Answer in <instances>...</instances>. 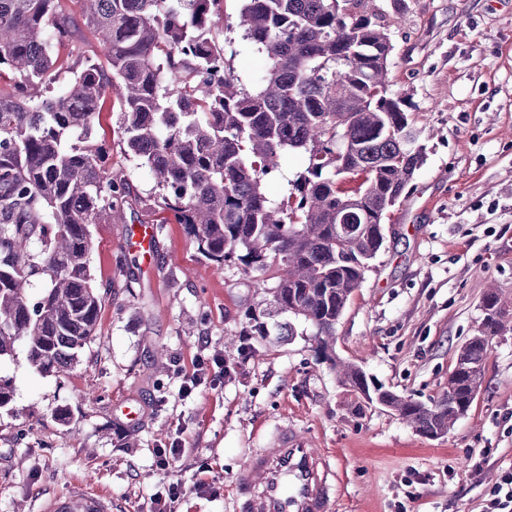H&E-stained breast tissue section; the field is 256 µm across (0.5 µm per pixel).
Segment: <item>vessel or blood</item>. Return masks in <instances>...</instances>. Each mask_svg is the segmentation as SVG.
<instances>
[{
	"instance_id": "vessel-or-blood-1",
	"label": "vessel or blood",
	"mask_w": 512,
	"mask_h": 512,
	"mask_svg": "<svg viewBox=\"0 0 512 512\" xmlns=\"http://www.w3.org/2000/svg\"><path fill=\"white\" fill-rule=\"evenodd\" d=\"M127 245L151 265L154 225L132 227ZM335 499L326 457L286 422L251 453L239 473L234 512H332ZM43 512H112V499L93 486L77 485L52 498Z\"/></svg>"
}]
</instances>
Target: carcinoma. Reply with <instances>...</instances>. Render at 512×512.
I'll return each instance as SVG.
<instances>
[{
    "mask_svg": "<svg viewBox=\"0 0 512 512\" xmlns=\"http://www.w3.org/2000/svg\"><path fill=\"white\" fill-rule=\"evenodd\" d=\"M240 2L243 39L269 63L255 89L226 70L224 0H0V357L21 341L33 370L66 377L96 335L103 297L89 225L124 218L129 195L93 136L110 100L125 154L154 176L155 205L207 259L238 261L270 295L247 313L242 335L291 336L301 321L364 403L422 435L446 434L507 330L498 293H485L448 390L428 404L373 385L333 348L336 324L384 246L386 220L426 160L404 100L389 92L394 46L381 12L374 0ZM80 22L106 63L82 51ZM62 70L71 77L56 91ZM288 151L303 152L306 167L275 204L263 181ZM36 276L45 286L34 301Z\"/></svg>",
    "mask_w": 512,
    "mask_h": 512,
    "instance_id": "cac0c4a2",
    "label": "carcinoma"
}]
</instances>
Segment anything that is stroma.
<instances>
[{"instance_id":"1","label":"stroma","mask_w":512,"mask_h":512,"mask_svg":"<svg viewBox=\"0 0 512 512\" xmlns=\"http://www.w3.org/2000/svg\"><path fill=\"white\" fill-rule=\"evenodd\" d=\"M239 0H226V58L241 84L268 62L242 37ZM394 45L389 90L405 100L426 161L394 208L385 247L336 325L335 351L385 388L422 402L448 388L495 285L512 311V0H379ZM117 117L96 139L130 194L124 221L91 225L90 265L104 304L69 377L38 374L23 347L0 359L11 390L0 408V512H39L87 483L116 512H233L248 454L284 421L336 468L334 512H483L512 471V330L494 339L481 386L442 437L415 432L380 406H358L322 362L311 329L267 343L244 336L265 296L239 262L206 259L194 237L153 203L148 169L124 154ZM157 228L151 273L124 248L132 225ZM231 374L182 397L192 360ZM138 401L132 427L113 418ZM182 442L183 455L157 451ZM207 490H200V483Z\"/></svg>"}]
</instances>
